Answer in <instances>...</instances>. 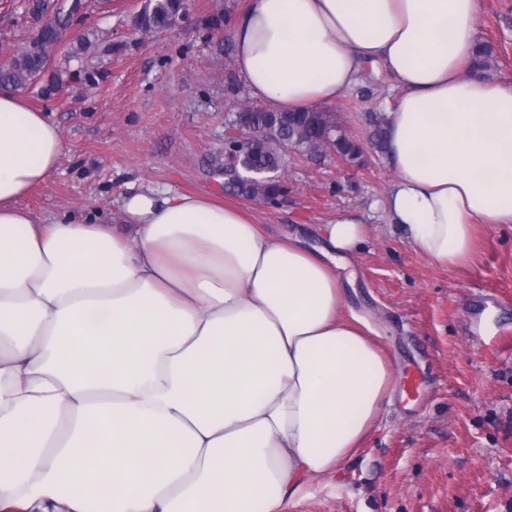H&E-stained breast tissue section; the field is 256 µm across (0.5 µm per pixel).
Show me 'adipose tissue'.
Masks as SVG:
<instances>
[{"label": "adipose tissue", "instance_id": "adipose-tissue-1", "mask_svg": "<svg viewBox=\"0 0 512 512\" xmlns=\"http://www.w3.org/2000/svg\"><path fill=\"white\" fill-rule=\"evenodd\" d=\"M480 0H251L234 68L288 112L364 66L399 89L384 206L435 264L512 224V83L471 74ZM64 149L0 93V512H284L338 473L391 394L389 362L342 316L363 222L276 240L207 193L128 196L118 223L38 222L18 201Z\"/></svg>", "mask_w": 512, "mask_h": 512}]
</instances>
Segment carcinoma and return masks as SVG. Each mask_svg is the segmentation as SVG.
<instances>
[{"label":"carcinoma","mask_w":512,"mask_h":512,"mask_svg":"<svg viewBox=\"0 0 512 512\" xmlns=\"http://www.w3.org/2000/svg\"><path fill=\"white\" fill-rule=\"evenodd\" d=\"M21 8L31 19L34 33L0 66V85L15 89L26 88L45 75L48 63L63 44L71 24V16L55 7L51 0H25ZM187 10V0H147L134 19V28L143 32L168 31L174 28L177 17ZM250 114L258 134L247 142L248 152L241 153V158L257 170L278 168L289 147L302 156H320L327 142L332 144L337 155L347 158L351 164L362 157L361 146L327 112H277L256 106ZM224 189L245 198L260 193L272 199L279 196L282 183L227 178Z\"/></svg>","instance_id":"cac0c4a2"}]
</instances>
